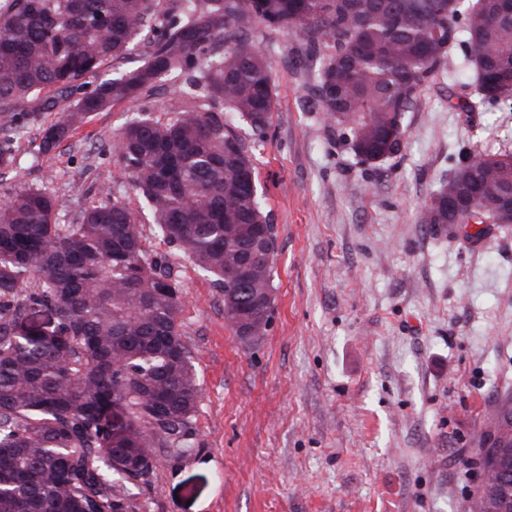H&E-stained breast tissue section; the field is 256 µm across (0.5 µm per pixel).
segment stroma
I'll return each instance as SVG.
<instances>
[{
	"label": "stroma",
	"instance_id": "35a3bbf8",
	"mask_svg": "<svg viewBox=\"0 0 512 512\" xmlns=\"http://www.w3.org/2000/svg\"><path fill=\"white\" fill-rule=\"evenodd\" d=\"M255 42L273 68L272 121L264 141L237 133L276 231L274 319L257 344L232 334L222 293L157 236L107 150L138 111L168 121L178 80L93 114L44 154L57 102L0 170V189L64 194L66 222L101 186L119 191L147 253L183 285L202 388L191 449H158L150 485L127 487L131 512H468L478 441L512 398V225L476 241L435 233L420 203L466 154L512 150V104L449 109V83L474 80L451 51L407 113L400 152L364 164L316 110L320 62L301 35L261 27Z\"/></svg>",
	"mask_w": 512,
	"mask_h": 512
}]
</instances>
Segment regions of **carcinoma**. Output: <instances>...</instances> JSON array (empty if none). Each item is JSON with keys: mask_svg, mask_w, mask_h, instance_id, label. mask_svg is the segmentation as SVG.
Segmentation results:
<instances>
[{"mask_svg": "<svg viewBox=\"0 0 512 512\" xmlns=\"http://www.w3.org/2000/svg\"><path fill=\"white\" fill-rule=\"evenodd\" d=\"M298 32L322 57L317 111L334 121L355 157L375 164L400 152L405 116L433 74L459 48L479 102L448 94V107L473 112L499 103L495 75L512 70V0H8L0 8V115L19 128L47 107L55 89L65 117L42 137L55 149L93 112L135 102L163 77L180 80L181 103L160 123H128L110 145L155 219L159 237L215 287L235 293L265 335L273 312L256 316L252 292L273 287L263 265L241 287L237 269L271 215L242 122L266 138L274 108L269 62L253 31ZM143 64L102 77L144 29ZM15 141L0 138V166ZM439 184L422 222L447 230L448 190L483 203L512 196V153L478 151ZM105 200L77 221L58 223L57 193L27 187L0 202V512H128L123 489L147 484L158 448H188L201 400L195 356L179 321L184 306L173 270L150 259L128 207ZM56 316L47 334L22 330L32 311ZM122 402L126 421L112 423ZM482 482L471 512H512V404L502 406L481 443Z\"/></svg>", "mask_w": 512, "mask_h": 512, "instance_id": "1", "label": "carcinoma"}]
</instances>
